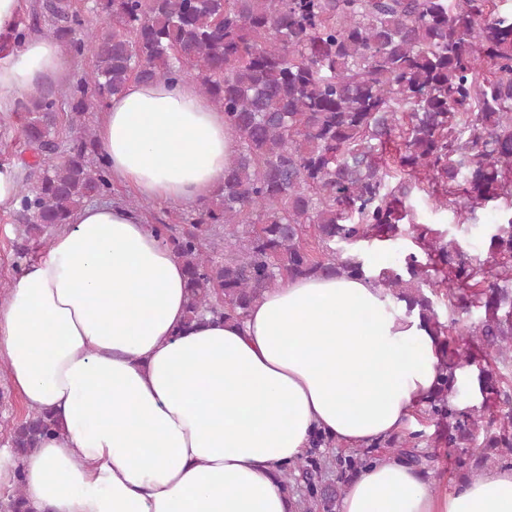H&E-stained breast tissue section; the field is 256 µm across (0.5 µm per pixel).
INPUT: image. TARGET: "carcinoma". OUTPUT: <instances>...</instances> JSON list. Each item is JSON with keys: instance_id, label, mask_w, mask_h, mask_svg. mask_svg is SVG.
<instances>
[{"instance_id": "1", "label": "carcinoma", "mask_w": 512, "mask_h": 512, "mask_svg": "<svg viewBox=\"0 0 512 512\" xmlns=\"http://www.w3.org/2000/svg\"><path fill=\"white\" fill-rule=\"evenodd\" d=\"M504 0H96L101 26L74 0H41L0 35V55L35 34L64 38L92 68L65 87L18 102V143L33 152L16 189L13 220L27 241L69 223L85 204L112 192L90 109L104 107L133 80H192L224 111L239 135L224 187L178 232L155 230L187 272L186 324L209 314L240 320L263 292L286 277L364 273L356 254L334 244L394 240L410 215L406 199L428 180L439 202L464 219L489 201L512 196V9ZM399 143L393 167L381 155ZM314 225L318 254L308 249ZM422 255L374 279L416 311L442 343L441 377L422 413L463 448L482 431L512 456V381L498 364L512 360V210L488 234L491 263L468 261L452 242L417 226ZM428 283L449 306L484 309L453 337ZM468 387L479 404L450 398ZM61 432L49 410L14 424L18 455ZM410 432L390 454L421 469L439 456L415 450ZM285 467L286 490L300 487L296 512H336L347 480L367 452L335 460L319 454ZM336 468V481L324 475ZM29 512L21 485L0 502Z\"/></svg>"}]
</instances>
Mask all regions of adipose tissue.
<instances>
[{
  "label": "adipose tissue",
  "instance_id": "adipose-tissue-1",
  "mask_svg": "<svg viewBox=\"0 0 512 512\" xmlns=\"http://www.w3.org/2000/svg\"><path fill=\"white\" fill-rule=\"evenodd\" d=\"M68 68L60 40L31 36L0 60V114ZM95 134L113 181L185 208L217 193L239 148L190 81L130 82ZM185 280L139 211L91 203L0 298L8 379L63 426L24 457L0 448V488L21 486L31 512H294L282 472L315 434L371 444L436 389V336L371 277L287 278L243 321L190 328ZM337 512H512V471L448 494L392 456L348 481Z\"/></svg>",
  "mask_w": 512,
  "mask_h": 512
}]
</instances>
